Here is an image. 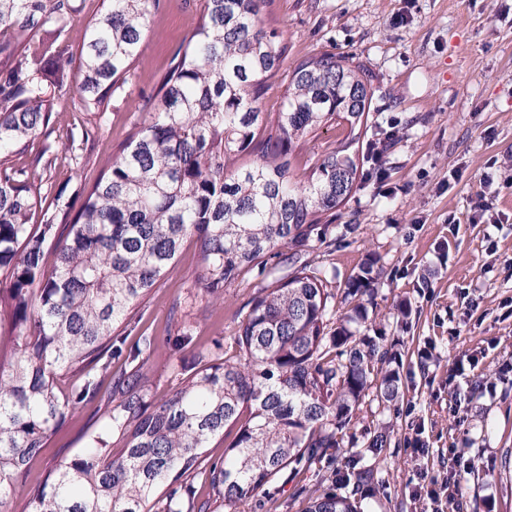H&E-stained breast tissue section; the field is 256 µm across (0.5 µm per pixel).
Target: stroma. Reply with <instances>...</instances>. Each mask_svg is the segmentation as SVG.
I'll return each mask as SVG.
<instances>
[{
	"label": "stroma",
	"instance_id": "obj_1",
	"mask_svg": "<svg viewBox=\"0 0 512 512\" xmlns=\"http://www.w3.org/2000/svg\"><path fill=\"white\" fill-rule=\"evenodd\" d=\"M512 0H266L263 19L288 45V61L320 52L348 57L372 83L370 130L396 128L384 154L386 182L360 176L308 259L326 276L339 317L349 279L369 260L382 270L366 328L396 360L401 393L390 406L365 404L338 463L322 459L276 479L264 492L217 512H302L336 470L374 467L372 485H349L364 512H441L432 483L463 473L461 512H512V481L500 475L512 448ZM201 0H157L141 54L102 111L80 104L75 67L54 95L59 139L49 184L66 194L90 187L119 155L135 123L157 102L176 55L200 25ZM88 129L81 163L66 148ZM494 183L484 188L482 178ZM244 271L220 299L202 296L198 245L187 240L143 304L140 330L165 338L173 316L190 323L199 348H234L239 322L259 288L286 273ZM194 351L161 345L149 391L172 394ZM103 412L70 414L33 459L36 477L72 458L99 430ZM393 427L379 457L363 451L374 430Z\"/></svg>",
	"mask_w": 512,
	"mask_h": 512
}]
</instances>
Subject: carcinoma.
<instances>
[{"label": "carcinoma", "instance_id": "1", "mask_svg": "<svg viewBox=\"0 0 512 512\" xmlns=\"http://www.w3.org/2000/svg\"><path fill=\"white\" fill-rule=\"evenodd\" d=\"M202 22L178 52L159 103L135 126L112 166L75 210L35 178L50 168L57 132L51 88L69 61L62 36L72 0H0V34L35 24L55 45L18 53L0 41V512H8L28 465L68 415L109 406L105 430L35 485L27 512H209L241 503L288 469L336 459L366 399L394 401L398 379L379 336L350 325L368 319L363 297L376 261L348 284L355 304L330 325L328 281L306 259L322 241L321 216L353 191L350 149L367 134L369 75L343 56L295 63L274 118L261 97L288 63V45L264 26L265 0H203ZM156 0H106L88 23L77 64L82 106L98 112L138 59ZM332 124L346 134L312 156L299 181L292 159ZM44 149L29 167L12 164L28 142ZM88 131L67 135L77 160ZM199 245L205 292L242 271L264 272L282 254L289 272L261 289L235 336L238 354L196 355L178 389L149 397L145 368L157 339L127 342L140 307L176 262L185 240ZM172 352L195 340L179 324ZM121 361L112 376V363ZM70 376L61 392L58 381ZM124 440L112 454L110 437ZM234 434L220 461L206 448ZM391 426L366 452L390 445ZM212 498L198 496L196 484ZM305 512H363L361 501L328 488Z\"/></svg>", "mask_w": 512, "mask_h": 512}]
</instances>
